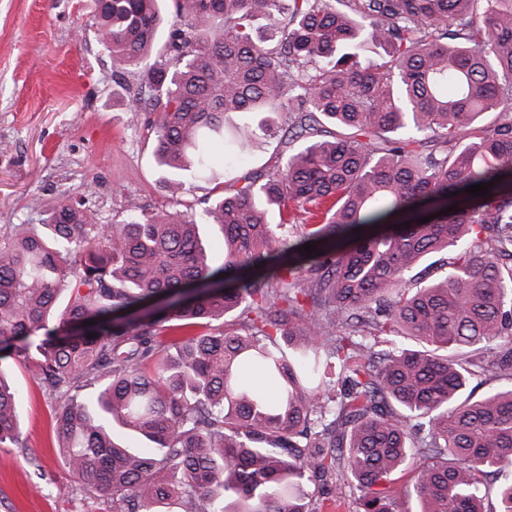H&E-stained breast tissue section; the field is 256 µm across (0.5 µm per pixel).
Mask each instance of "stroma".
<instances>
[{
    "mask_svg": "<svg viewBox=\"0 0 512 512\" xmlns=\"http://www.w3.org/2000/svg\"><path fill=\"white\" fill-rule=\"evenodd\" d=\"M92 11L93 0H0V225L39 223L64 195L113 224L130 197L198 216L219 194L191 180L172 196L145 113L127 107L139 70L113 76ZM0 366L21 396V444L0 447V512H112L109 495H84L64 466L52 404L21 359Z\"/></svg>",
    "mask_w": 512,
    "mask_h": 512,
    "instance_id": "1",
    "label": "stroma"
}]
</instances>
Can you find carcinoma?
I'll list each match as a JSON object with an SVG mask.
<instances>
[{"mask_svg": "<svg viewBox=\"0 0 512 512\" xmlns=\"http://www.w3.org/2000/svg\"><path fill=\"white\" fill-rule=\"evenodd\" d=\"M172 7L128 108L148 113L173 191L224 171L202 218L222 264L193 216L134 198L115 224L64 197L41 224L0 226V361L22 357L54 401L80 489L112 512H320L317 481L338 508L357 492L356 512L412 496L418 512H512V478L487 487L512 466V385L465 393L512 380V0ZM163 23L162 0H96L119 68L151 57ZM366 39L384 55L363 65ZM259 130L300 148L242 175ZM295 210L310 223L277 234L268 214ZM433 254L448 271L426 284L413 270ZM19 421L0 370L1 447ZM413 456L411 484L385 486Z\"/></svg>", "mask_w": 512, "mask_h": 512, "instance_id": "cac0c4a2", "label": "carcinoma"}]
</instances>
